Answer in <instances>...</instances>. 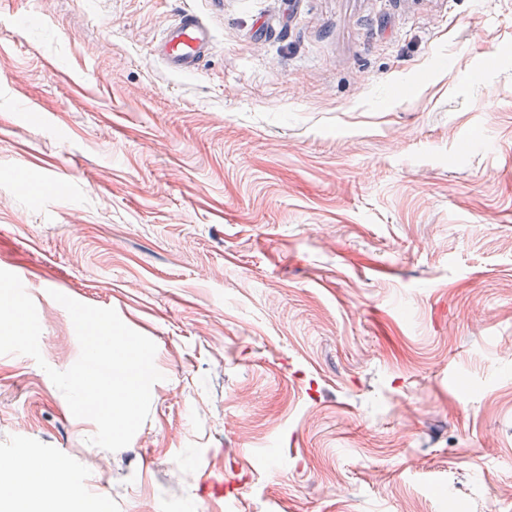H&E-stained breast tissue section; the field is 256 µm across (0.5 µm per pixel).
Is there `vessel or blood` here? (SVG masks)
<instances>
[{"mask_svg":"<svg viewBox=\"0 0 512 512\" xmlns=\"http://www.w3.org/2000/svg\"><path fill=\"white\" fill-rule=\"evenodd\" d=\"M214 44L211 26L193 13H183L167 27L154 45V55L170 70H196Z\"/></svg>","mask_w":512,"mask_h":512,"instance_id":"1","label":"vessel or blood"}]
</instances>
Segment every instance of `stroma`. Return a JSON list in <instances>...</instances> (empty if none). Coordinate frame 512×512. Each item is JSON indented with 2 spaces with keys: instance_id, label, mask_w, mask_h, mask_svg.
Wrapping results in <instances>:
<instances>
[{
  "instance_id": "1",
  "label": "stroma",
  "mask_w": 512,
  "mask_h": 512,
  "mask_svg": "<svg viewBox=\"0 0 512 512\" xmlns=\"http://www.w3.org/2000/svg\"><path fill=\"white\" fill-rule=\"evenodd\" d=\"M0 269L46 361L0 355V456L86 500L512 512V0H0ZM56 291L157 346L118 451ZM214 44L211 26L193 13H183L154 45V55L170 70L193 72Z\"/></svg>"
}]
</instances>
